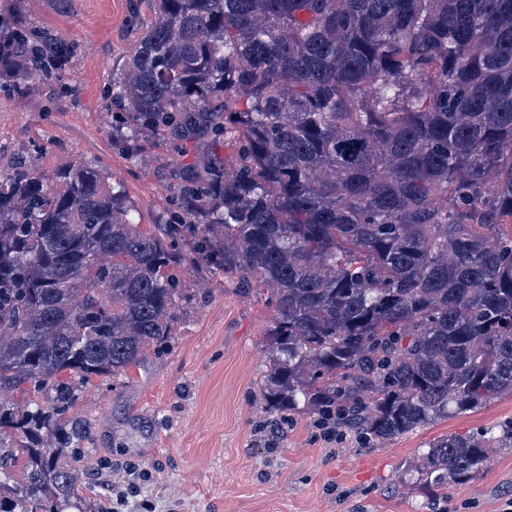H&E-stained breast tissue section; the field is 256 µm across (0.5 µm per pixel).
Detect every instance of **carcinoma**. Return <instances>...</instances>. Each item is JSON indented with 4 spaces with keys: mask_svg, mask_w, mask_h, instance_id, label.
Wrapping results in <instances>:
<instances>
[{
    "mask_svg": "<svg viewBox=\"0 0 512 512\" xmlns=\"http://www.w3.org/2000/svg\"><path fill=\"white\" fill-rule=\"evenodd\" d=\"M112 102L133 153L191 143L198 175L154 229L102 170L0 172V512L75 493L82 388L173 330L192 263L275 310L261 389L389 441L512 392V0H144ZM20 89L74 48L0 20ZM238 143L232 171L209 143ZM512 436H441L438 493Z\"/></svg>",
    "mask_w": 512,
    "mask_h": 512,
    "instance_id": "1",
    "label": "carcinoma"
}]
</instances>
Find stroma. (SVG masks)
I'll use <instances>...</instances> for the list:
<instances>
[{
	"instance_id": "1",
	"label": "stroma",
	"mask_w": 512,
	"mask_h": 512,
	"mask_svg": "<svg viewBox=\"0 0 512 512\" xmlns=\"http://www.w3.org/2000/svg\"><path fill=\"white\" fill-rule=\"evenodd\" d=\"M15 18L53 31L76 52L59 76L20 93L0 77V167L25 156L46 173L72 161L124 185L142 222L177 200L194 161L167 134L147 135L138 155L112 137L124 113L109 87L139 37L142 0H0ZM170 338L136 367L84 388L74 414L94 439L74 464L77 494L60 512H110L112 483L132 485L124 512H505L512 502V448L487 468L432 495L413 469L434 438L512 426V393L477 411L430 423L391 441L355 432L327 441L306 408L287 421L262 408L270 365L266 291L238 294L218 268L182 270ZM136 475H128L127 464Z\"/></svg>"
}]
</instances>
